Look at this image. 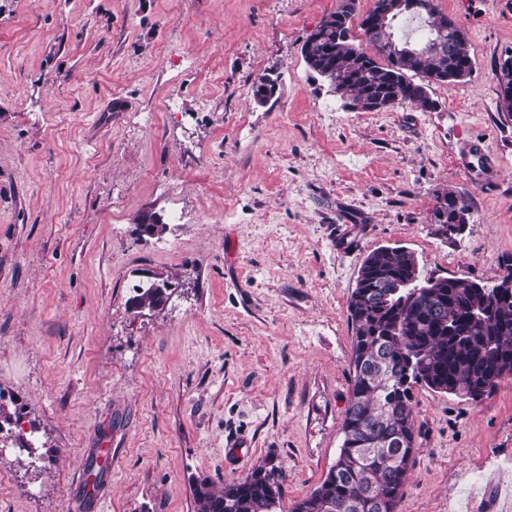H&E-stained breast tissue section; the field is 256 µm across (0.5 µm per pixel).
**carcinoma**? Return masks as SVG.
<instances>
[{"label":"carcinoma","mask_w":512,"mask_h":512,"mask_svg":"<svg viewBox=\"0 0 512 512\" xmlns=\"http://www.w3.org/2000/svg\"><path fill=\"white\" fill-rule=\"evenodd\" d=\"M357 11V0H340L302 45L307 67L339 97L383 92L392 107L411 103L428 109L433 102L424 79L445 74L450 85L473 73L469 39L460 27L441 33L424 20L418 42L436 43L439 51L402 56L394 69L392 54L403 46L400 29L408 11L397 8L382 16L374 0L362 21L371 53L352 35ZM369 255L367 286L352 291L347 305L351 394L341 448L321 484L289 512H396L417 452L414 387L475 400L512 378V303L501 304L494 288L476 280L453 277L442 283L422 276L415 253L406 247L380 246ZM387 277L420 278L416 300L380 306L376 287ZM170 296L169 282L148 283L128 298L127 307L136 314L160 312ZM398 434L406 439L402 448L395 447ZM283 480L282 467L269 457L243 480L219 489L198 480L197 512H280ZM370 499L382 507L342 508Z\"/></svg>","instance_id":"carcinoma-1"}]
</instances>
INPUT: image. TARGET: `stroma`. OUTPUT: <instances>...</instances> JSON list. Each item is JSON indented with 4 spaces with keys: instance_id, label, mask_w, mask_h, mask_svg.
I'll return each instance as SVG.
<instances>
[{
    "instance_id": "obj_1",
    "label": "stroma",
    "mask_w": 512,
    "mask_h": 512,
    "mask_svg": "<svg viewBox=\"0 0 512 512\" xmlns=\"http://www.w3.org/2000/svg\"><path fill=\"white\" fill-rule=\"evenodd\" d=\"M472 75L434 110L353 112L300 48L338 0H0V400L39 427L0 452V512H196L192 484L281 462L284 507L334 464L347 302L368 252L494 281L512 259V0H434ZM277 78L257 102L253 84ZM453 189L461 232L432 222ZM182 222L140 235L146 212ZM172 275L163 311L130 287ZM397 512H512V379L416 389ZM111 447L112 471L79 486Z\"/></svg>"
}]
</instances>
